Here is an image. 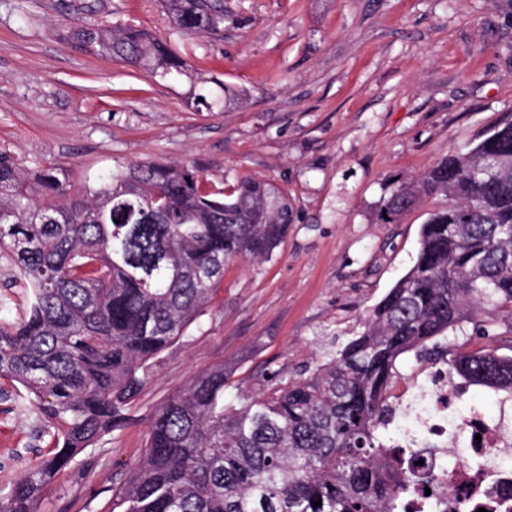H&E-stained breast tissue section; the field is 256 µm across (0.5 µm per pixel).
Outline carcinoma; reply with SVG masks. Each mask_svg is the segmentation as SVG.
I'll list each match as a JSON object with an SVG mask.
<instances>
[{
  "mask_svg": "<svg viewBox=\"0 0 512 512\" xmlns=\"http://www.w3.org/2000/svg\"><path fill=\"white\" fill-rule=\"evenodd\" d=\"M173 30L221 39L239 17L221 0H160ZM86 50L190 83L208 112L240 99L188 68L172 46L136 26L85 22ZM448 204L421 226L411 268L370 310L363 331L307 378L224 409L217 365L158 407L143 456L105 512H401L432 480L415 447L382 438L400 357L439 337L512 317V121L448 152L394 187L377 219L392 224L427 195ZM293 206L265 179L205 192L194 165H117L82 192L62 169L27 167L0 151V251L27 288L24 317L0 326V379L21 385L52 450L10 482L0 512H39L43 495L84 450L124 428L152 364L209 308L224 266L268 260ZM448 376L512 396V356L448 345ZM321 501L314 508L312 503Z\"/></svg>",
  "mask_w": 512,
  "mask_h": 512,
  "instance_id": "1",
  "label": "carcinoma"
}]
</instances>
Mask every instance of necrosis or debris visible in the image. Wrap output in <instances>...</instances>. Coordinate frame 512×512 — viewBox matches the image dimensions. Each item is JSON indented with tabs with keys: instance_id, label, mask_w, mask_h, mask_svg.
Masks as SVG:
<instances>
[{
	"instance_id": "obj_1",
	"label": "necrosis or debris",
	"mask_w": 512,
	"mask_h": 512,
	"mask_svg": "<svg viewBox=\"0 0 512 512\" xmlns=\"http://www.w3.org/2000/svg\"><path fill=\"white\" fill-rule=\"evenodd\" d=\"M467 392L464 383L449 378L447 365L428 369L416 401L395 398L393 426L397 439L413 432L425 434L427 445L440 459L437 480L430 495L411 499L407 512H428V502H437L442 512H512V468L497 464V450L512 447V429L505 415L495 417L472 408L460 412L458 404ZM461 441L470 458L448 459V443ZM482 459L487 475L473 476L472 458Z\"/></svg>"
}]
</instances>
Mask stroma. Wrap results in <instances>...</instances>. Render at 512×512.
Wrapping results in <instances>:
<instances>
[{"instance_id": "1", "label": "stroma", "mask_w": 512, "mask_h": 512, "mask_svg": "<svg viewBox=\"0 0 512 512\" xmlns=\"http://www.w3.org/2000/svg\"><path fill=\"white\" fill-rule=\"evenodd\" d=\"M244 19L222 40H183L156 0H0V149L57 166L72 191L116 162L194 164L216 190L243 177L288 194L295 220L267 261L237 260L191 335L155 362L134 422L66 470L41 512H104L139 463L152 413L194 376L224 365L225 404L266 375L309 376L333 344L412 266L433 196L393 224L389 190L490 125L512 118V26L502 0H224ZM134 25L188 64L243 89L214 111L187 106L186 81L86 52L80 21ZM27 294L0 257V323ZM0 379V491L53 445Z\"/></svg>"}]
</instances>
